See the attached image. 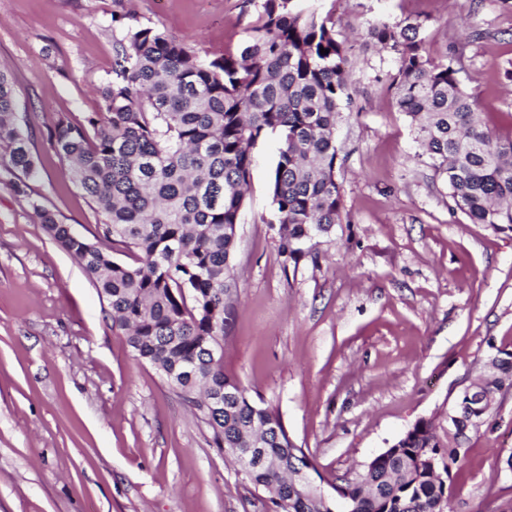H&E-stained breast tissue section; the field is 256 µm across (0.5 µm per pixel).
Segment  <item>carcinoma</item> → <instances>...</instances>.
Wrapping results in <instances>:
<instances>
[{
	"instance_id": "cac0c4a2",
	"label": "carcinoma",
	"mask_w": 512,
	"mask_h": 512,
	"mask_svg": "<svg viewBox=\"0 0 512 512\" xmlns=\"http://www.w3.org/2000/svg\"><path fill=\"white\" fill-rule=\"evenodd\" d=\"M112 45L105 111L82 124L60 120L51 131L68 174L106 221L90 241L48 210H34L44 230L81 265L125 331L133 357L154 366L199 411L220 451L256 445L279 463L244 472L269 491L273 512H448V476L457 449L485 424L459 414L440 434L420 419L353 480L341 500L321 501L293 481L313 467L290 438L277 406L252 401L224 373V313L235 286L231 265L250 179L253 146L279 140L269 191L281 226L279 255L297 261L304 245L340 223L334 132L351 100L347 43L331 15L295 0H263L246 39L221 55L199 50L151 26L129 24ZM423 21L369 26L367 37L396 56L391 84L455 209L474 224L512 228V138L481 120L450 61L423 55ZM329 50L323 54L320 48ZM8 164L32 176L35 165L15 115L9 74L0 70V143ZM137 254L136 264L111 252ZM478 379L490 398L512 389V353L489 358Z\"/></svg>"
}]
</instances>
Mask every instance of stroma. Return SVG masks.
Masks as SVG:
<instances>
[{
	"label": "stroma",
	"mask_w": 512,
	"mask_h": 512,
	"mask_svg": "<svg viewBox=\"0 0 512 512\" xmlns=\"http://www.w3.org/2000/svg\"><path fill=\"white\" fill-rule=\"evenodd\" d=\"M334 12L353 49L336 125L342 221L278 253L269 182L278 139L252 149L224 315V371L278 405L324 490L417 420L448 407L512 352V230L454 210L390 84L370 24L421 19L424 53L452 60L483 121L512 137V0H296ZM261 0H0V69L36 173L0 147V512H269L267 495L211 444L207 425L136 361L107 301L36 208L93 238L104 217L68 176L50 132L102 111L112 44L132 15L211 55L236 49ZM512 390L497 394L452 471L450 512H512Z\"/></svg>",
	"instance_id": "stroma-1"
}]
</instances>
